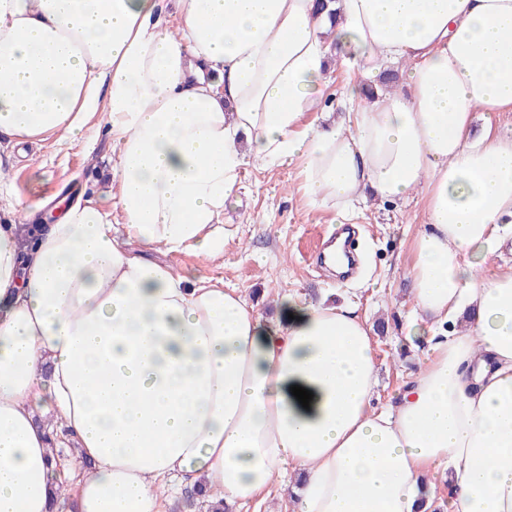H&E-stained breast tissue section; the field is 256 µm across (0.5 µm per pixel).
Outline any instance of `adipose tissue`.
Listing matches in <instances>:
<instances>
[{
	"label": "adipose tissue",
	"instance_id": "obj_1",
	"mask_svg": "<svg viewBox=\"0 0 512 512\" xmlns=\"http://www.w3.org/2000/svg\"><path fill=\"white\" fill-rule=\"evenodd\" d=\"M0 0V147L92 126L118 150L102 197L37 239L0 224V512H163L188 483L243 505L302 468L296 512H512V0ZM337 56L346 122H312ZM404 89L379 90L387 63ZM482 130H474L475 113ZM253 162L296 166L346 215L422 194L415 350L383 410L355 306L280 299L149 259L224 254ZM115 200L108 208L107 200ZM120 209L121 233L112 211ZM457 329H449V320ZM313 392L302 407L291 386ZM73 443L79 459L51 450Z\"/></svg>",
	"mask_w": 512,
	"mask_h": 512
}]
</instances>
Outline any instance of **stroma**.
Masks as SVG:
<instances>
[{"label": "stroma", "instance_id": "1", "mask_svg": "<svg viewBox=\"0 0 512 512\" xmlns=\"http://www.w3.org/2000/svg\"><path fill=\"white\" fill-rule=\"evenodd\" d=\"M117 161L106 135L71 148L53 142L29 143L22 153L6 157L10 187L0 198V224L11 220L9 196L48 198L71 192L73 198L96 197ZM423 201L419 195L391 203L367 198L340 220L334 205L306 204L294 168L252 164L241 175L239 189L224 209V263L203 264L190 249L158 252L156 260L175 270L200 269L244 290L267 317H275L277 296L302 301L358 307L375 329L374 349L379 383L372 405L387 406L421 366L420 352L411 348L407 323L413 313L408 269L416 234L423 230ZM347 237L358 257L352 273L331 274L319 261L325 243L335 235ZM263 254V262L252 252Z\"/></svg>", "mask_w": 512, "mask_h": 512}]
</instances>
